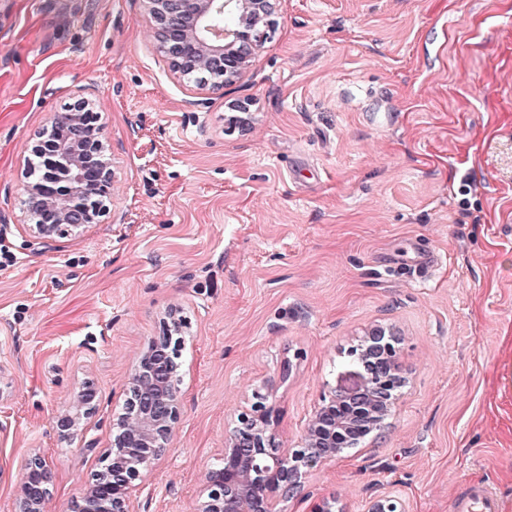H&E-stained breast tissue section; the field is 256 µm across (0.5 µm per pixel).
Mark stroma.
I'll list each match as a JSON object with an SVG mask.
<instances>
[{"label":"stroma","instance_id":"obj_1","mask_svg":"<svg viewBox=\"0 0 512 512\" xmlns=\"http://www.w3.org/2000/svg\"><path fill=\"white\" fill-rule=\"evenodd\" d=\"M275 20L214 88L173 73L144 0H0V512L34 451L44 512H71L172 309L183 410L129 512H197L255 394L294 445L375 327L399 339L401 396L285 512L332 496L362 512L388 489L409 512L475 487L512 500V0H280ZM80 97L115 152L111 210L43 243L24 159ZM87 381L97 411L62 436Z\"/></svg>","mask_w":512,"mask_h":512}]
</instances>
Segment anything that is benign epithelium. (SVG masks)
Here are the masks:
<instances>
[{
  "instance_id": "benign-epithelium-1",
  "label": "benign epithelium",
  "mask_w": 512,
  "mask_h": 512,
  "mask_svg": "<svg viewBox=\"0 0 512 512\" xmlns=\"http://www.w3.org/2000/svg\"><path fill=\"white\" fill-rule=\"evenodd\" d=\"M278 0H147L158 49L174 73L185 79L198 71L214 87L239 78L276 31ZM236 16L231 27L219 19ZM93 104L78 98L73 109L54 117L38 134L24 168V221L43 242L97 223L109 212L115 171ZM184 320L168 312L163 332L139 355L124 412L115 423L104 470L86 484L72 512H128L135 482L169 447L180 420L183 399L177 362ZM399 339L375 328L347 353L359 366L357 384L322 395L297 444L284 447L266 397L238 414L224 441L218 468L205 475L198 512H283L281 504L297 495L314 468L358 447L379 431L405 384L398 366ZM96 392L86 388L70 409L56 416L60 431L75 427L96 411ZM49 466L39 453L25 464L17 512H44L50 495ZM364 512H408L397 494L369 499Z\"/></svg>"
}]
</instances>
